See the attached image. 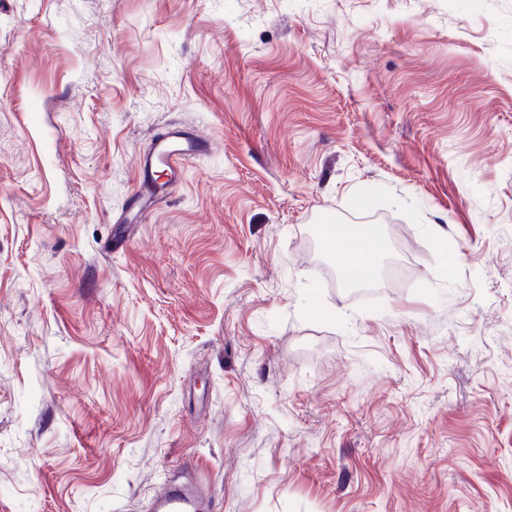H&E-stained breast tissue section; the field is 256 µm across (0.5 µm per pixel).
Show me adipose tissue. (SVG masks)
Masks as SVG:
<instances>
[{
    "mask_svg": "<svg viewBox=\"0 0 512 512\" xmlns=\"http://www.w3.org/2000/svg\"><path fill=\"white\" fill-rule=\"evenodd\" d=\"M322 245L331 246L346 258L345 270L351 278L366 281L375 274L373 257L384 252L387 242L372 226L339 224L320 234Z\"/></svg>",
    "mask_w": 512,
    "mask_h": 512,
    "instance_id": "adipose-tissue-1",
    "label": "adipose tissue"
}]
</instances>
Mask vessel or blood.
I'll list each match as a JSON object with an SVG mask.
<instances>
[{
	"label": "vessel or blood",
	"mask_w": 512,
	"mask_h": 512,
	"mask_svg": "<svg viewBox=\"0 0 512 512\" xmlns=\"http://www.w3.org/2000/svg\"><path fill=\"white\" fill-rule=\"evenodd\" d=\"M208 149V141L176 125L158 135L138 160V173L144 186L138 196L139 209L147 210L155 198L170 195L173 185L181 178L185 161ZM208 489V483L200 478L185 484H169L150 500L147 512H202Z\"/></svg>",
	"instance_id": "1"
}]
</instances>
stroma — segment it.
<instances>
[{
    "label": "stroma",
    "mask_w": 512,
    "mask_h": 512,
    "mask_svg": "<svg viewBox=\"0 0 512 512\" xmlns=\"http://www.w3.org/2000/svg\"><path fill=\"white\" fill-rule=\"evenodd\" d=\"M207 137L112 244L137 159ZM375 225L337 285L315 218ZM512 512V0H0V512ZM209 484L200 477L189 483H172L152 498L147 512H200L208 496Z\"/></svg>",
    "instance_id": "35a3bbf8"
}]
</instances>
